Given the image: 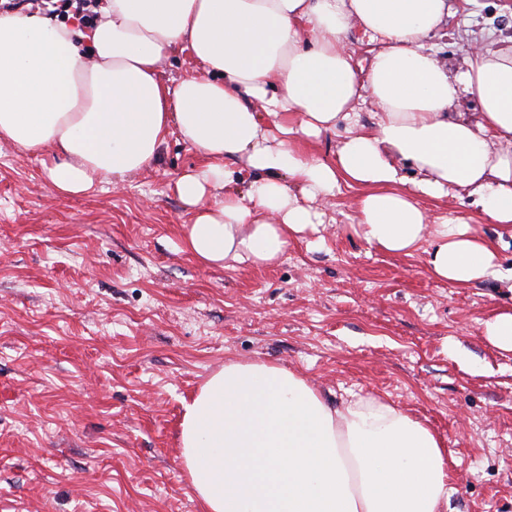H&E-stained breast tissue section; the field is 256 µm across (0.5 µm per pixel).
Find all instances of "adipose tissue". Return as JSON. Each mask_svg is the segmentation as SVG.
<instances>
[{
    "instance_id": "obj_1",
    "label": "adipose tissue",
    "mask_w": 512,
    "mask_h": 512,
    "mask_svg": "<svg viewBox=\"0 0 512 512\" xmlns=\"http://www.w3.org/2000/svg\"><path fill=\"white\" fill-rule=\"evenodd\" d=\"M98 12L84 32L0 8V140L40 152L60 197L125 182L174 127L203 159L175 182L194 212L182 247L203 266L276 263L290 240L320 237L316 204L345 185L368 246L421 250L436 280L512 292L485 238L419 203L461 189L487 222L512 225V46L472 49L450 77L425 46L446 0H104ZM354 25L375 45L364 70ZM178 47L202 72L169 86L160 65ZM464 96L478 119L455 113ZM366 97L370 132L355 110ZM339 128L331 158L306 150ZM236 166L257 175L247 191ZM180 446L205 512L448 508L447 456L428 426L376 399L332 402L272 363L212 374L185 406Z\"/></svg>"
}]
</instances>
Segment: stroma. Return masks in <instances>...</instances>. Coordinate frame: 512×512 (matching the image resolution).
Here are the masks:
<instances>
[{"label":"stroma","mask_w":512,"mask_h":512,"mask_svg":"<svg viewBox=\"0 0 512 512\" xmlns=\"http://www.w3.org/2000/svg\"><path fill=\"white\" fill-rule=\"evenodd\" d=\"M448 4L426 46L451 76L471 46L512 44V0ZM198 163L173 131L125 183L62 198L39 153L0 143V507L203 512L177 442L184 407L225 362L261 361L426 423L448 454L447 512H512V352L482 326L512 293L368 247L345 186L318 244L293 240L263 268L202 266L172 189ZM424 206L465 217L512 268V235L473 199Z\"/></svg>","instance_id":"obj_1"}]
</instances>
